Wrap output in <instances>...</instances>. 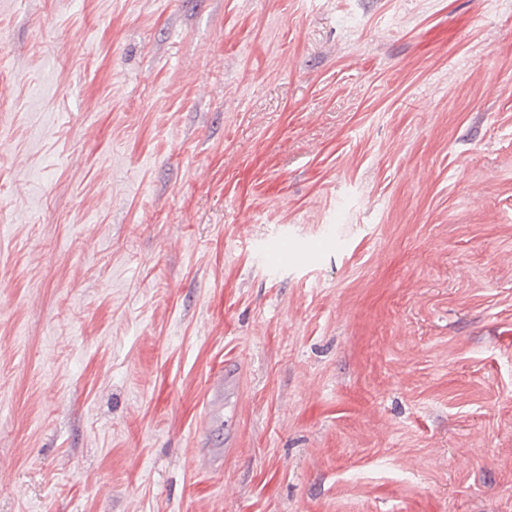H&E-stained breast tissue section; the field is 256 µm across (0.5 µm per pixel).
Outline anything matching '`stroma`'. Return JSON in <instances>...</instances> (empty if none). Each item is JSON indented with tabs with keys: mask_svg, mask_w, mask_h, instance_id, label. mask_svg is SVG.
<instances>
[{
	"mask_svg": "<svg viewBox=\"0 0 512 512\" xmlns=\"http://www.w3.org/2000/svg\"><path fill=\"white\" fill-rule=\"evenodd\" d=\"M0 512H512V0H0Z\"/></svg>",
	"mask_w": 512,
	"mask_h": 512,
	"instance_id": "35a3bbf8",
	"label": "stroma"
}]
</instances>
